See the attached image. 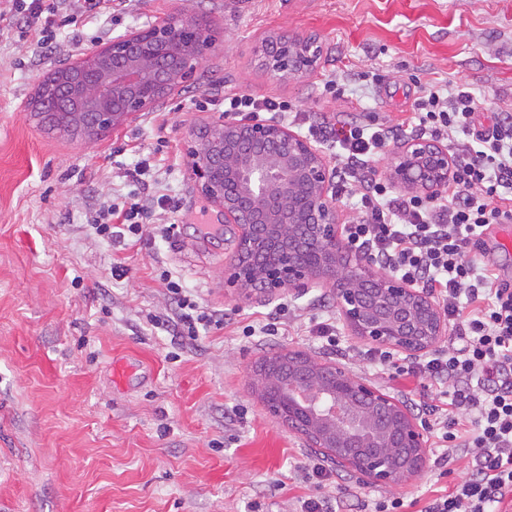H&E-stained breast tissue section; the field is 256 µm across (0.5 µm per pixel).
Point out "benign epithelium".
Instances as JSON below:
<instances>
[{
	"label": "benign epithelium",
	"mask_w": 512,
	"mask_h": 512,
	"mask_svg": "<svg viewBox=\"0 0 512 512\" xmlns=\"http://www.w3.org/2000/svg\"><path fill=\"white\" fill-rule=\"evenodd\" d=\"M168 17L131 31L90 51L58 76L54 104L38 96L33 111L64 110L60 132L75 131L94 140L150 110L188 78L184 46ZM303 57L273 64L271 73L294 79L312 66L320 49L314 39L281 34L262 45L268 60L283 45ZM251 145L244 151L243 143ZM190 159L201 191L224 211V223L237 226L224 286L244 297L301 291L312 282L336 289L353 335L407 354L434 347L448 335L438 305L412 284L376 271L352 253L338 234V214L329 196V170L319 150L279 124L222 122L190 137ZM386 171L395 186L430 193L448 184V149L411 138L388 157ZM322 246L314 261L308 241ZM288 380L251 375L268 410L313 448H372L362 474L372 483L399 485L425 465V433L392 397L361 378L329 366L302 351H287ZM382 448H411L414 456L396 467Z\"/></svg>",
	"instance_id": "1"
}]
</instances>
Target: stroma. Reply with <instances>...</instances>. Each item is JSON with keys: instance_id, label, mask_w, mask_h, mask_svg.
I'll list each match as a JSON object with an SVG mask.
<instances>
[{"instance_id": "stroma-1", "label": "stroma", "mask_w": 512, "mask_h": 512, "mask_svg": "<svg viewBox=\"0 0 512 512\" xmlns=\"http://www.w3.org/2000/svg\"><path fill=\"white\" fill-rule=\"evenodd\" d=\"M187 15L215 38L186 86L92 141L48 131L27 105L59 62L166 16ZM23 20L0 34V512H297L308 495L332 512H363L377 492L431 498L464 477L467 460L438 478V451L401 486L368 482L352 468L334 482H304L318 449L283 426L250 383L262 356L300 350L338 365L421 419L431 382L376 368L368 342L339 331L346 351L321 347L314 323L340 308L333 288L245 299L224 285L237 227L199 189L191 129L223 120L207 99L224 87L288 99L307 125L388 126L408 116L421 88H470L477 127L512 110V0H128L113 17L58 31L50 56ZM314 36L316 63L278 79L256 49L278 34ZM336 77V95L322 83ZM152 157L155 209L136 246L107 242L89 223L132 191L128 172ZM173 225V238L159 230ZM123 273H115V265ZM191 289L226 327L182 342L151 316L175 317L161 273ZM287 303L277 335L242 334ZM127 368L118 382L117 367ZM243 408L245 417L235 416Z\"/></svg>"}]
</instances>
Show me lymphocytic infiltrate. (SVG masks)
<instances>
[{
	"instance_id": "lymphocytic-infiltrate-1",
	"label": "lymphocytic infiltrate",
	"mask_w": 512,
	"mask_h": 512,
	"mask_svg": "<svg viewBox=\"0 0 512 512\" xmlns=\"http://www.w3.org/2000/svg\"><path fill=\"white\" fill-rule=\"evenodd\" d=\"M5 16L23 19L38 48H47L59 30L81 27L112 15V0H81L69 12L66 0H5ZM224 113L262 120L286 116L288 101L228 91ZM478 99L467 87L441 93L423 89L410 115L391 126L351 124L335 131L309 124L310 137L337 141L336 196L353 199V214L342 226L349 248L392 276L434 295L452 326L448 347L417 362L400 361L377 350L372 358L393 377L427 378L438 387V402L424 425L441 453L440 477L448 475V455L463 452L469 471L452 490L426 501L419 512H500L512 496V285L470 256L493 224L512 220V113H498L492 127L476 130ZM448 144L452 171L445 187L429 195L397 193L378 176L374 164L404 133ZM147 161L131 175L137 191L122 204L94 217L98 237L116 231L141 238L149 208L138 191L146 187ZM179 309L177 334L195 340L201 331L223 326L215 311L198 303L168 273H161Z\"/></svg>"
}]
</instances>
